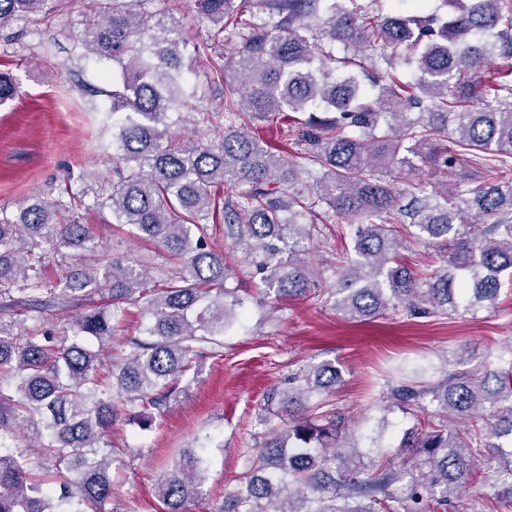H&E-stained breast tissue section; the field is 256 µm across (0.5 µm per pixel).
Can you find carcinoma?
Segmentation results:
<instances>
[{"label": "carcinoma", "mask_w": 512, "mask_h": 512, "mask_svg": "<svg viewBox=\"0 0 512 512\" xmlns=\"http://www.w3.org/2000/svg\"><path fill=\"white\" fill-rule=\"evenodd\" d=\"M48 2L0 0V28ZM250 2L194 0L211 41L228 30L237 38L212 67L233 73L224 112L240 120L217 143L170 134L168 113L186 103L184 51L192 46V63L201 56L175 17L112 0L88 24L80 45L119 67L105 95L121 116L112 133L120 174L96 208L162 247L170 267L156 280L148 265L109 256L89 225L62 223L72 195L0 215V512H100L119 461L114 422L165 404L203 351L223 346L248 300L224 253L207 244L213 224H224L276 302L323 296L354 321L475 316L498 304L512 271V0H441L442 13L413 0L412 13L396 15L382 12L383 0H263L274 17L263 25L246 17ZM278 118L302 160L254 132ZM460 164L488 182L464 187L453 179ZM425 167L444 179L395 186ZM331 212L347 220L336 232L350 246L335 287L321 288L309 246ZM50 242L88 255L54 288L43 274ZM413 243L441 245L448 259L416 271L401 253ZM77 292L104 303L72 317L79 343L15 318L22 306L62 310ZM122 303L152 323L124 337L114 360L106 307ZM449 364L405 372L366 452L342 428L334 363L271 387L260 421L288 423L246 450L221 512H423L425 497L445 510L486 455L497 459L491 486L512 498V342L456 357L459 370ZM397 410L413 425L393 453L382 440ZM18 426L38 442L39 462L6 444ZM207 461V446L187 448L160 475L164 512L202 495Z\"/></svg>", "instance_id": "cac0c4a2"}]
</instances>
